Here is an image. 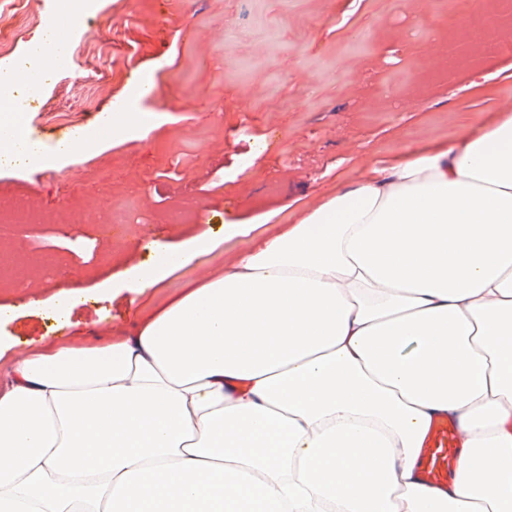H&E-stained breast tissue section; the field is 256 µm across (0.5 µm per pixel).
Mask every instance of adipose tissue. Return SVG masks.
I'll return each instance as SVG.
<instances>
[{"label": "adipose tissue", "instance_id": "1", "mask_svg": "<svg viewBox=\"0 0 512 512\" xmlns=\"http://www.w3.org/2000/svg\"><path fill=\"white\" fill-rule=\"evenodd\" d=\"M164 119L123 110L54 158ZM48 159L0 113V167ZM235 237L245 250L135 334L0 337V512H512L511 112L364 163L275 234L225 225ZM220 241L156 246L125 291ZM439 416L462 433L445 486L419 476Z\"/></svg>", "mask_w": 512, "mask_h": 512}]
</instances>
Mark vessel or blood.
<instances>
[{
	"label": "vessel or blood",
	"mask_w": 512,
	"mask_h": 512,
	"mask_svg": "<svg viewBox=\"0 0 512 512\" xmlns=\"http://www.w3.org/2000/svg\"><path fill=\"white\" fill-rule=\"evenodd\" d=\"M460 444V430L453 420H433L421 452L422 480L434 485L448 484L458 467Z\"/></svg>",
	"instance_id": "vessel-or-blood-1"
}]
</instances>
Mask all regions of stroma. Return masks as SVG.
<instances>
[{"instance_id":"obj_1","label":"stroma","mask_w":512,"mask_h":512,"mask_svg":"<svg viewBox=\"0 0 512 512\" xmlns=\"http://www.w3.org/2000/svg\"><path fill=\"white\" fill-rule=\"evenodd\" d=\"M69 68L46 78L26 130L46 150L132 98L169 120L142 141L33 171L0 169V334L109 338L160 306L157 293L98 300L94 287L228 223L274 230L294 199L314 205L358 157L453 139L463 117L512 111V80L490 99L467 85L512 65V19L490 0H93ZM250 162L248 176L238 168ZM82 291L70 322L27 308Z\"/></svg>"}]
</instances>
